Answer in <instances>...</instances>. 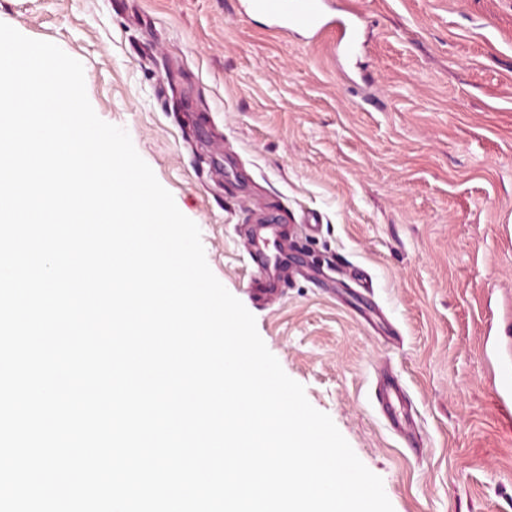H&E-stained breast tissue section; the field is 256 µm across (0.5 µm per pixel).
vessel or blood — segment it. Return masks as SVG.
Segmentation results:
<instances>
[{
	"instance_id": "1",
	"label": "vessel or blood",
	"mask_w": 512,
	"mask_h": 512,
	"mask_svg": "<svg viewBox=\"0 0 512 512\" xmlns=\"http://www.w3.org/2000/svg\"><path fill=\"white\" fill-rule=\"evenodd\" d=\"M325 5L326 0H246L247 9L268 18L279 35L331 28L336 32V49L353 50L358 41L355 22L348 16L328 12ZM286 239V227L278 223L260 225L258 230L245 235L244 245L257 268V274L251 281L252 293L260 303L275 301L281 294L278 285L270 280L269 273L287 269L288 250L283 246ZM375 399L392 427L403 424L407 413L400 385L390 382L377 385Z\"/></svg>"
}]
</instances>
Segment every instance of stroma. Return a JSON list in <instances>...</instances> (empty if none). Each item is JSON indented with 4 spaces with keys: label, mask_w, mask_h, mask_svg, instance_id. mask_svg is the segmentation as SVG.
<instances>
[{
    "label": "stroma",
    "mask_w": 512,
    "mask_h": 512,
    "mask_svg": "<svg viewBox=\"0 0 512 512\" xmlns=\"http://www.w3.org/2000/svg\"><path fill=\"white\" fill-rule=\"evenodd\" d=\"M334 2L361 19L350 64L331 32L278 35L242 0H0V22L83 64L96 114L394 512H512V0ZM268 214L308 272L263 306L242 238ZM385 373L411 406L400 432ZM376 402L389 422L396 428L406 420L405 400L402 387L395 383L377 384L375 388Z\"/></svg>",
    "instance_id": "35a3bbf8"
}]
</instances>
